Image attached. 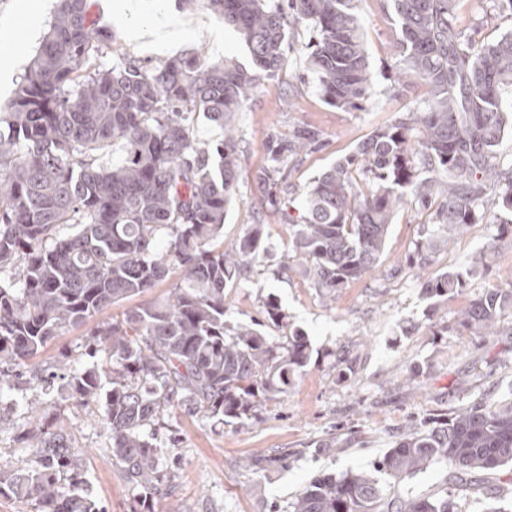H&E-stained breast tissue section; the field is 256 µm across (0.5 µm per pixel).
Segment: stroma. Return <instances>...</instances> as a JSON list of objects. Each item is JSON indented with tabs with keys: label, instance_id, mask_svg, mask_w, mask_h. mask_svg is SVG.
<instances>
[{
	"label": "stroma",
	"instance_id": "35a3bbf8",
	"mask_svg": "<svg viewBox=\"0 0 512 512\" xmlns=\"http://www.w3.org/2000/svg\"><path fill=\"white\" fill-rule=\"evenodd\" d=\"M91 0L97 26L111 29L128 57L151 69L175 56L229 57L243 66L251 60L238 34L223 18L182 0H144L143 15L167 14L180 22L172 49L157 51L131 38L122 19L123 0ZM56 0H0V60L14 63L9 82L0 81V102L12 98L44 39ZM372 86L355 108L325 103L306 75L315 40L311 25L287 27L279 71L261 79L250 101L235 116L239 182L236 201L224 221L222 239L234 244L253 225H262L268 252L263 261L224 291L228 324L260 319L267 299L286 315L266 335L284 341L289 327L308 334L313 349L307 368L286 392L267 401L255 418L225 423L181 408L163 411L159 437H171L161 466L171 476L152 512H286L289 501L314 478L370 467L393 447L410 425L422 424L473 405L485 394L512 403V314L501 317L495 336L479 339L459 329L457 311L487 289L512 278V246H502L490 270L472 276L464 292L449 299L428 297L415 272L400 263L414 249L429 217L417 204L406 205L391 224L379 270L340 289L327 300L298 268L284 269L288 227L284 208L301 201L308 185L328 166L356 152L377 129L390 126L420 105V80H400L395 52L398 30L386 0H358ZM457 22L466 35L494 40L512 31V21L492 15L489 0H459ZM223 42H216V34ZM299 128L318 134L311 147L286 154L274 177L272 195L255 181L268 163L269 147ZM495 225L483 222L449 242L428 268L429 274L462 270L474 263L493 239ZM87 327L68 328L30 361L41 369L60 360L79 359ZM419 373L405 381L408 370ZM95 404L63 406V418L80 446L93 497L106 512H141L136 490L112 458V439ZM20 410L0 406V473L26 466L30 451L15 438ZM287 454V465L247 470L242 460L255 451Z\"/></svg>",
	"mask_w": 512,
	"mask_h": 512
}]
</instances>
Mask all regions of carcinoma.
I'll return each instance as SVG.
<instances>
[{"instance_id":"obj_1","label":"carcinoma","mask_w":512,"mask_h":512,"mask_svg":"<svg viewBox=\"0 0 512 512\" xmlns=\"http://www.w3.org/2000/svg\"><path fill=\"white\" fill-rule=\"evenodd\" d=\"M221 15L243 39L247 69L226 58L176 57L147 71L115 52L112 31L90 20V0H59L47 37L15 97L0 105V400L24 367L65 328L91 325L86 358L36 374L74 405L103 406L112 455L146 503L170 475L147 431L164 409L202 410L222 421L247 419L312 359L308 334L294 327L278 344L253 324L224 320V289L268 251L255 224L229 249L218 244L239 179L236 112L257 83L281 65L286 27L307 22L318 40L308 58L325 101L353 108L372 81L354 0H189ZM398 29L402 73L422 81L423 107L378 129L355 154L309 185L298 217H288L284 267L299 263L315 287L336 292L370 274L394 217L413 196L430 224L408 264L428 265L456 236L486 217L487 190L504 186L498 235L475 268L486 270L512 244V166L497 147L512 127L503 109L512 89V34L465 37L456 0H387ZM224 128L213 159L192 135L196 116ZM318 134L300 129L272 147L271 185L281 156ZM120 145L122 155L104 159ZM71 227L65 236L60 229ZM165 239L159 243V239ZM473 268V269H475ZM473 269L423 284L431 297L464 290ZM177 276L166 299L96 318L108 307ZM512 313V281L459 311L470 335L493 333ZM17 439L32 464L0 474V496L32 512H105L92 497L78 446L54 401L30 402ZM444 488L412 496L401 483L430 467ZM512 465V405L489 398L428 429L411 428L369 470L326 474L288 503V512H455L457 489L493 494L485 475Z\"/></svg>"}]
</instances>
